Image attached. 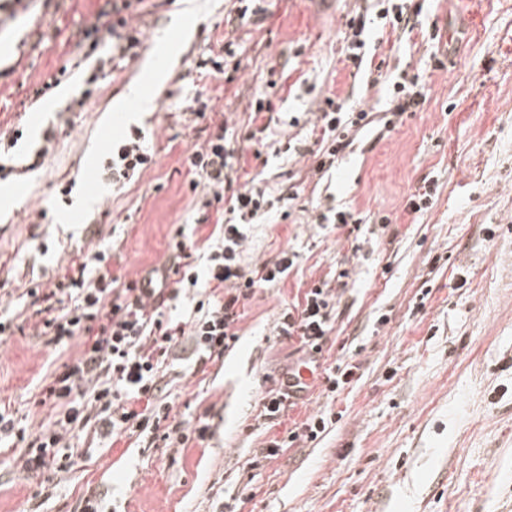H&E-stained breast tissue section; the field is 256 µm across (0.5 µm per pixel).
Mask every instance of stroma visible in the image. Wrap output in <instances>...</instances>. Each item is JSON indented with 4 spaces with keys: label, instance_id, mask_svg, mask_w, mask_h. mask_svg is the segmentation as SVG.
<instances>
[{
    "label": "stroma",
    "instance_id": "obj_1",
    "mask_svg": "<svg viewBox=\"0 0 512 512\" xmlns=\"http://www.w3.org/2000/svg\"><path fill=\"white\" fill-rule=\"evenodd\" d=\"M236 2L143 0L132 16L142 47L99 81L86 111L70 113L85 77L79 30L105 0H22L0 11V130L23 128L29 149L49 148L37 170L0 177V281L24 327L0 345V405L32 425L49 418L29 405L51 360L23 295L32 275L54 276L76 247L102 241L114 273L138 280L167 263L171 234L193 223L183 157L213 130L210 118L191 115L196 96L240 124L267 91L276 116L262 185L279 207L249 226L241 263L289 248L299 255L283 282L247 301L223 359L197 374L186 370L189 350L172 362L174 411L207 420L205 443L81 440L70 473L34 477L20 471V449L0 451V512H82L89 496L106 512H512V0H419V23L462 27L455 59L443 64L440 42L417 32L398 51L377 49L383 73L418 76L426 101L395 127L379 122L358 135L323 177L313 157L277 147L304 138L290 118L328 94L384 110L385 84L355 74L343 55L345 17L364 0H254L235 57L223 60L234 81L199 77L195 66L217 50ZM63 67L61 85L36 97ZM134 84L154 95V110L140 111ZM117 112L155 154L120 190L97 177L121 133ZM69 181L72 203L58 204L57 185ZM292 186L300 197L291 207ZM426 187L431 207L409 213L411 195ZM333 206L360 218V251L321 228ZM42 208L52 223H31ZM341 263L349 284L321 364L351 358L359 371L336 396L318 383L278 420L260 418L272 379L304 358L275 330L282 309ZM323 410L341 419L320 442L267 456L271 438Z\"/></svg>",
    "mask_w": 512,
    "mask_h": 512
}]
</instances>
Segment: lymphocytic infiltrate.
Segmentation results:
<instances>
[{"label": "lymphocytic infiltrate", "mask_w": 512, "mask_h": 512, "mask_svg": "<svg viewBox=\"0 0 512 512\" xmlns=\"http://www.w3.org/2000/svg\"><path fill=\"white\" fill-rule=\"evenodd\" d=\"M133 2L108 0L81 29L87 54L95 55L106 41L111 42L112 53L97 57L78 106L91 98L108 63L122 61L142 46L141 31L125 16ZM375 2L376 13L359 10L344 23L346 60L359 72L373 68L365 53V35L374 19L409 35L413 28L405 24V15L422 12L421 6H408L406 0ZM272 120L271 100L257 94L241 127L220 123L202 148L186 154L189 188L203 192V212L196 223L211 225L212 231L203 239L181 229L171 236V288L120 282L107 248L77 251L54 278L27 288L36 307L37 335L54 348L78 342L80 354L42 376L34 387L32 404L50 407L48 423L28 428L14 414L0 410V445L23 447V472H69L78 454L69 440L80 435L105 448L133 437L181 444L209 437L205 420L189 424L173 416L161 383L167 360L183 342L193 345V371L223 358L239 340L236 325L244 316L246 300L256 288L282 282L295 264L296 252L286 250L275 261L250 270L241 264L245 226L268 213L274 201L258 178L238 184L236 167L247 148L258 166H267L263 148ZM374 120L371 112L325 96L310 129L317 172L335 168L357 134ZM153 162L141 131L134 129L106 159L103 174L112 185L123 186L137 180ZM337 298L336 289L325 280L306 288L281 314L280 335L297 340L301 351L321 352L333 330Z\"/></svg>", "instance_id": "1"}]
</instances>
